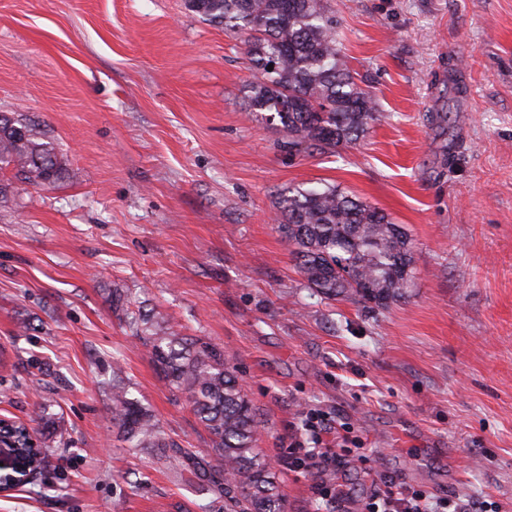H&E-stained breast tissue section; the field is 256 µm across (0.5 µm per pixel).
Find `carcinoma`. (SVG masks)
<instances>
[{
    "label": "carcinoma",
    "mask_w": 512,
    "mask_h": 512,
    "mask_svg": "<svg viewBox=\"0 0 512 512\" xmlns=\"http://www.w3.org/2000/svg\"><path fill=\"white\" fill-rule=\"evenodd\" d=\"M188 9L245 36L253 71L248 104L267 124L281 127L300 153L352 147L377 120L369 89L354 81L337 38L327 0H186ZM273 70H268V65ZM50 187L63 168L52 141L8 112L0 113V174ZM277 229L293 246L299 273L327 300L380 305L408 295L412 242L404 227L378 208L335 186L288 188L279 193ZM112 292L133 338L149 349L169 385L186 396L212 441L213 458L198 457L165 437L153 412L129 397L122 370L112 369V423L130 448H161L207 491L224 497V512H286L276 472L258 448L261 422L224 353L180 336L152 315L128 310ZM56 399L42 398L32 423L16 420L22 463L19 485L51 484L45 439L60 417Z\"/></svg>",
    "instance_id": "1"
}]
</instances>
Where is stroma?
<instances>
[{
    "instance_id": "obj_1",
    "label": "stroma",
    "mask_w": 512,
    "mask_h": 512,
    "mask_svg": "<svg viewBox=\"0 0 512 512\" xmlns=\"http://www.w3.org/2000/svg\"><path fill=\"white\" fill-rule=\"evenodd\" d=\"M378 119L304 155L248 107L243 34L185 0H0V112L53 140L69 175L0 208V413L56 395L52 487L0 512H224L112 425V365L167 437L208 432L109 299L223 351L262 422L288 512H358L380 476L512 512V0H329ZM333 185L413 243L384 308L323 299L273 216L281 190ZM25 333H17L19 322ZM351 423L366 461L288 468L303 415ZM341 483L336 508L319 483Z\"/></svg>"
}]
</instances>
